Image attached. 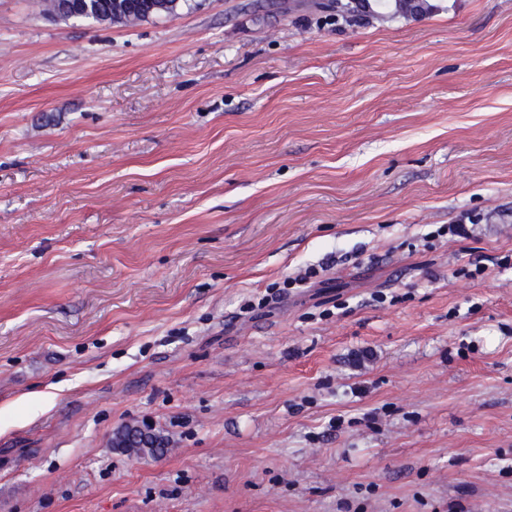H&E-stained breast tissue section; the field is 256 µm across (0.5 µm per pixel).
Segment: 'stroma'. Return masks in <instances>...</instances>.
I'll return each instance as SVG.
<instances>
[{"label": "stroma", "instance_id": "1", "mask_svg": "<svg viewBox=\"0 0 512 512\" xmlns=\"http://www.w3.org/2000/svg\"><path fill=\"white\" fill-rule=\"evenodd\" d=\"M330 2L0 0V512H512V0ZM64 1L44 0L45 9L63 20H79L98 24H135L152 17L177 12L182 0H72L76 13L63 8ZM136 434L139 437L137 444L140 445L141 443H144L145 446L133 447V443L128 442L129 437ZM142 438H144V440H142ZM112 445L113 448H119L123 452H126L130 455H148L150 457H160L167 453V448H169L170 441L161 431L141 427L139 425L126 424L118 428L113 433Z\"/></svg>", "mask_w": 512, "mask_h": 512}]
</instances>
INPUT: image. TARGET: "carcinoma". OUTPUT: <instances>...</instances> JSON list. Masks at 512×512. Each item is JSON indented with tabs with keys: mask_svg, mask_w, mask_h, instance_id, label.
Returning <instances> with one entry per match:
<instances>
[{
	"mask_svg": "<svg viewBox=\"0 0 512 512\" xmlns=\"http://www.w3.org/2000/svg\"><path fill=\"white\" fill-rule=\"evenodd\" d=\"M64 0H44L45 9L63 20H79L98 24H134L152 17L171 15L181 0H72L76 12L63 8ZM112 444L130 455L160 457L167 453L169 439L160 431L126 424L112 436Z\"/></svg>",
	"mask_w": 512,
	"mask_h": 512,
	"instance_id": "1",
	"label": "carcinoma"
}]
</instances>
